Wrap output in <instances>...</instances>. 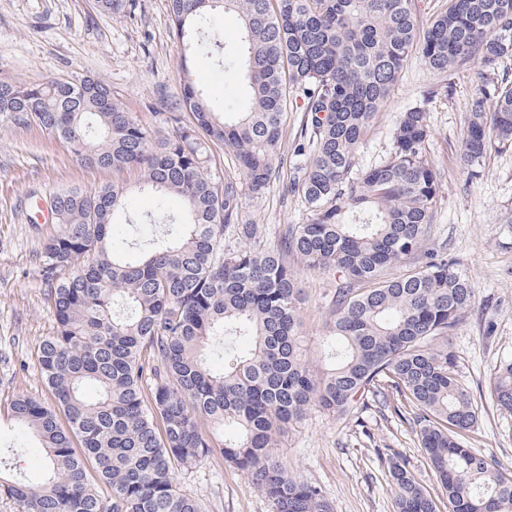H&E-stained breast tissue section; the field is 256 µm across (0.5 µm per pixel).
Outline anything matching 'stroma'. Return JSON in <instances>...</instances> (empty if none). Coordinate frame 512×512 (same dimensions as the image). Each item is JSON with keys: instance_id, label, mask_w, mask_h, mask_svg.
Here are the masks:
<instances>
[{"instance_id": "stroma-1", "label": "stroma", "mask_w": 512, "mask_h": 512, "mask_svg": "<svg viewBox=\"0 0 512 512\" xmlns=\"http://www.w3.org/2000/svg\"><path fill=\"white\" fill-rule=\"evenodd\" d=\"M182 53L167 0H128L122 13L112 15L100 12L96 0H0V81L94 77L111 87L126 111L156 124L162 136L172 129L160 124L159 113L179 109ZM191 72L214 111H223L225 99L242 91L239 81L208 57L194 58ZM436 84L419 58L406 63L371 124L359 163L365 167L383 160L401 112L425 103L433 129L428 153L440 172L433 243L463 262L476 288L474 305L448 335L459 376L482 407L477 426L463 442L512 470V416L497 411L490 396L497 365L512 357V147L493 152L480 179L468 181L458 141L466 107L480 86L479 69L449 73L447 91L434 93ZM301 119V113L289 111L270 190L258 197L242 195L241 219L257 226L266 245L283 225L310 219L302 196L289 189L305 165L292 145ZM115 180L127 191L112 236L125 242V259L136 263L143 257L142 241L163 230L148 218L151 206L137 173L83 167L38 123L18 125L0 117V449L23 445L14 464L29 475L38 472L43 450L36 440L22 437L8 408L22 395L53 400L35 363L39 342L55 329L41 261L45 243L60 230L49 199L61 189L91 190ZM290 264L300 271L307 358L317 370L323 365L319 343L328 332L336 279L303 270L296 258ZM489 322L494 325L490 334L485 331ZM388 448L400 452L412 475L443 500L415 431L393 407L369 394L346 415L309 412L288 428L279 456L291 474L321 486L335 512H394L396 491L384 455ZM177 488L198 501L203 512H273L268 498L219 456L179 473Z\"/></svg>"}]
</instances>
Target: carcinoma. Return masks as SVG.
Returning <instances> with one entry per match:
<instances>
[{
    "mask_svg": "<svg viewBox=\"0 0 512 512\" xmlns=\"http://www.w3.org/2000/svg\"><path fill=\"white\" fill-rule=\"evenodd\" d=\"M177 37L242 78L246 94L210 110L180 60L181 112L155 130L125 111L99 80L0 82V115L36 120L81 165L133 170L162 213L184 206L146 240L137 264L123 259L112 224L125 188L62 189L51 197L62 224L43 251L56 328L36 364L55 403L18 396L12 418L44 452L37 479L0 474V496L21 512H202L177 491V475L218 455L269 499L273 512H334L322 488L292 475L275 453L281 436L311 409L352 410L370 393L401 413L420 437L448 512H512V472L465 446L461 433L480 408L457 372L448 333L475 300V285L431 238L440 172L428 157L425 105L401 113L388 156L357 166L374 116L405 63L419 56L440 80L471 65L484 83L471 98L460 160L471 178L492 152L512 145V82L499 64L512 56V0H447L421 29L412 0H168ZM241 19L239 45L207 27L216 12ZM303 113L294 153L307 158L294 188L310 209L269 246L224 243L256 237L238 223L242 187L270 188L288 109ZM233 151L237 173L213 182L198 137ZM338 275L331 298L327 368L315 371L301 335L303 288L288 258ZM411 258L400 275L389 269ZM249 342L214 366L213 343ZM96 385L88 399L84 386ZM512 413V358L492 386ZM395 512H439L388 449ZM110 493L102 494L95 483Z\"/></svg>",
    "mask_w": 512,
    "mask_h": 512,
    "instance_id": "obj_1",
    "label": "carcinoma"
}]
</instances>
